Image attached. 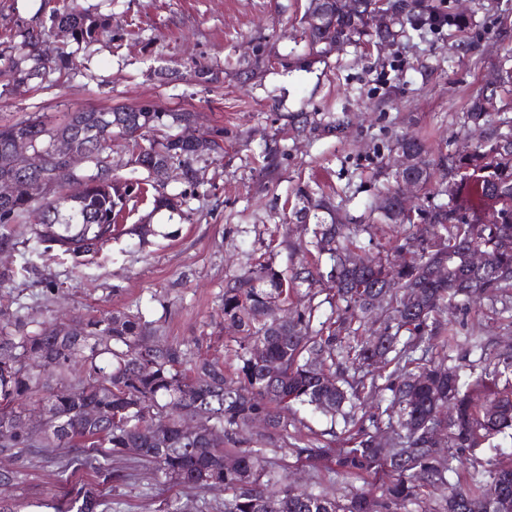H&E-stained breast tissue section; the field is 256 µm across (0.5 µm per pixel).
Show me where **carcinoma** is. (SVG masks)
I'll use <instances>...</instances> for the list:
<instances>
[{"instance_id": "obj_1", "label": "carcinoma", "mask_w": 512, "mask_h": 512, "mask_svg": "<svg viewBox=\"0 0 512 512\" xmlns=\"http://www.w3.org/2000/svg\"><path fill=\"white\" fill-rule=\"evenodd\" d=\"M359 3L353 15L334 0L319 26L304 29L309 45L327 51L363 37L371 43L382 34L394 45L408 27L425 34L471 22L442 0H409L404 16L382 31L377 0ZM52 21L79 45L106 29L105 21L80 11L55 9ZM19 36L24 54L5 72L10 83L43 80L68 57L45 53L33 28ZM507 84L512 72L491 70L466 119L477 126L490 122L497 91ZM197 119L196 112L144 104L68 112L60 122L43 113L1 124L0 177L9 173L6 159L18 138L28 141L44 166L16 177L14 196L0 199V251L15 249L4 229L23 221L31 224V253L39 256L54 250L76 258L95 255L115 235L144 239L146 225L118 219L130 201L148 194V181L100 173L101 157L109 156L116 134L130 146L127 165L156 183L175 169L192 186L197 159L224 158L222 130L207 146L172 133ZM508 135L512 118L434 169L423 140L398 139L395 151L414 163L394 177L427 184L438 172L452 190L447 200L419 210L417 223L402 216L393 189L371 202L372 221L409 226L386 245H358L357 236L370 225L350 226L329 197L300 193L302 206L292 215L299 222L315 218L312 235L304 243L284 235L280 245L302 253L304 264L288 271L258 262L224 287V323L242 334L230 376L218 358L157 339L139 312L90 315L70 324L0 314V455L6 460L0 489L26 482L31 455L45 458L53 448H71L74 455L60 466L61 481L69 485L84 470L98 481H81L64 499L42 507L108 512L106 489L121 479L110 459L133 448L165 484L228 493L220 507L176 497L163 500L158 512H405L409 505L421 512H512V455L484 453L491 440L512 432V354L497 350L489 336H472L461 349L463 363L433 359L434 349L455 342L443 314L461 303L496 302L512 287V248L503 246L512 240V149L499 145ZM64 137L88 158L80 189L62 185L53 196L38 195L34 185L57 176L53 147ZM152 205L175 210L180 200L159 191ZM473 248L485 253V268H472ZM402 252L406 260H391ZM302 286L307 292L299 298ZM293 298L289 315L270 313L273 303L286 307ZM326 303L328 315L322 311ZM474 351L480 352L479 367L464 363ZM384 400L395 434L390 448L380 447L369 431L378 427V416L354 413ZM304 411L330 427L291 441L288 426ZM27 412L42 415L39 429L22 424ZM194 414L202 426L191 433L184 422ZM260 418L267 431L254 435L252 424ZM338 422L345 447L334 454ZM278 451L311 465L330 456L335 473L364 484L345 503L299 488L272 470L269 453ZM465 461L471 471L462 474ZM428 486L448 491L431 511L424 506Z\"/></svg>"}]
</instances>
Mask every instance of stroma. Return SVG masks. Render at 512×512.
I'll return each instance as SVG.
<instances>
[{
	"instance_id": "1",
	"label": "stroma",
	"mask_w": 512,
	"mask_h": 512,
	"mask_svg": "<svg viewBox=\"0 0 512 512\" xmlns=\"http://www.w3.org/2000/svg\"><path fill=\"white\" fill-rule=\"evenodd\" d=\"M308 0H0V69L20 52L18 33L36 28L54 55L71 52L75 66L44 81L0 89V122L46 112L152 102L166 112L198 113L197 133L224 131V159L197 164L198 185L171 176L163 190L185 197L183 213L154 210L138 200L128 223L151 229L145 244L128 237L106 243L83 264L48 254L22 272L29 225H13L19 246L0 255L16 268L0 287V309L41 320L64 314L141 311L157 334L194 354L233 364L224 346L225 283L252 262L299 264L280 247V224L299 192L329 196L351 216L364 213L391 186L387 164L396 139L426 140L431 161L477 143L465 113L485 74L512 48V0H470L474 24L413 39L384 53L346 45L321 54L302 36ZM105 17L99 41L77 48L51 20L55 9ZM210 69L201 79L200 64ZM458 336H490L512 347V324L491 306L460 309ZM72 455L56 449L34 457L22 492L31 503L62 494L58 468ZM278 464L292 478L344 499L350 485L327 467L312 470L290 456ZM122 476L112 489V512H155L161 498L190 497L191 489L163 487L153 471L127 453L113 457Z\"/></svg>"
}]
</instances>
